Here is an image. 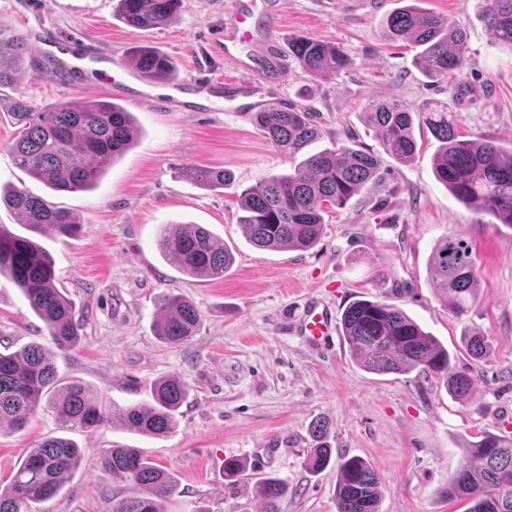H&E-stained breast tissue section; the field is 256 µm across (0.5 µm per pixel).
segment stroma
I'll return each instance as SVG.
<instances>
[{"instance_id":"1","label":"stroma","mask_w":512,"mask_h":512,"mask_svg":"<svg viewBox=\"0 0 512 512\" xmlns=\"http://www.w3.org/2000/svg\"><path fill=\"white\" fill-rule=\"evenodd\" d=\"M231 0H184L167 26L133 27L115 14V0H0V25L30 31L37 24L75 36L72 67L31 71L23 94L32 111L76 98L90 84V100L127 107L139 137L89 191L52 192L16 167L10 146L18 135L6 106L18 92L0 90V189L17 187L74 212L75 238L52 232L38 241L54 261L58 285L83 325L78 345L56 352L59 385L84 382L123 408L150 398L158 379L181 375L188 395L176 428L153 438L106 425L64 431L54 412L39 408L20 431H0V484H7L26 449L68 435L85 460L43 512H112L126 496L123 479L100 473L90 461L106 448H137L176 475L178 494L167 512H260L254 486L275 477L288 485L280 512H336L337 468L318 474L304 464L313 448L310 427L328 423L335 459H365L382 481L379 512H466L467 502L448 496L466 442L492 432L512 440V227L477 214L455 200L432 167L436 141L417 133L419 159L404 166L384 154L376 130L361 110L370 100L418 106L446 103L460 135L512 145V53L486 27L478 0H418L467 34L465 64L451 82L428 77L416 49L390 42L383 19L402 0H265L253 41L240 55L269 50L288 65L274 101L306 107L320 137L311 151L347 143L377 153L386 181L363 190L325 226L311 249L255 247L238 222L242 192L268 174L288 172L293 162L253 125L250 113L232 111L223 98L201 112L138 106L83 60L95 43L113 60L147 45L170 56L180 76L203 72L235 75L234 60L220 55L214 36L231 21ZM308 36L340 46L353 60L348 70L310 80L289 56L288 43ZM221 168L230 174L211 189L189 180L188 168ZM167 224H201L233 252L223 278L200 280L167 263L157 240ZM470 240L478 257L479 291L468 313L444 307L430 261L450 234ZM180 294L202 314L186 343L171 347L155 334L159 304ZM359 299L397 306L435 336L468 371L473 397L460 404L442 379L423 374L376 375L350 356L341 330L317 345L300 332L310 303L340 320ZM484 336L489 351L473 361L463 347L466 332ZM54 344L43 321L18 288L0 280V352ZM245 465L237 481L225 479L224 460Z\"/></svg>"}]
</instances>
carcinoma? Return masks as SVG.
Listing matches in <instances>:
<instances>
[{"mask_svg":"<svg viewBox=\"0 0 512 512\" xmlns=\"http://www.w3.org/2000/svg\"><path fill=\"white\" fill-rule=\"evenodd\" d=\"M482 18L497 43L512 52V0H480ZM183 0H117L122 20L140 28H160L175 18ZM386 37L418 49L425 71L448 78L462 69L467 36L444 16L418 6L400 8L384 18ZM289 52L312 79L337 75L352 65L339 46L297 36ZM33 56L27 34L0 29V89L23 84ZM130 61L152 80H171L177 66L155 48L131 50ZM11 115L19 126L11 145L15 164L56 192L89 190L97 185L106 165L122 157L139 136L132 113L109 101L71 99L41 112L30 110L23 97L13 100ZM262 136L290 155H297L319 132L304 108H270L251 113ZM364 122L382 131L381 147L397 163L418 158L414 126L425 125L437 146L433 155L436 179L451 195L477 214H488L512 226V146L505 149L487 137L461 139L448 106L438 102L413 107L400 101H370ZM379 160L371 152L342 144L302 157L293 171L269 174L243 191L238 223L251 243L260 248L307 250L321 238L328 208L344 209L364 189L378 185ZM188 176L222 186V169L191 168ZM0 201L15 211L33 234L45 228L66 238L79 228L76 216L42 196L12 188ZM157 246L177 269L198 278L219 279L229 268L231 254L200 224H167ZM431 273L448 310L463 315L478 292L477 255L470 240L459 234L443 238L431 258ZM12 282L29 307L46 325L59 351L73 349L83 326L64 289L57 286L51 255L36 241L0 224V279ZM201 313L182 296H168L160 305L156 336L179 346L196 333ZM342 335L354 360L375 374L413 371L441 378L457 400L472 398L468 372L450 365L448 349L402 309L380 300H357L341 316ZM151 400L116 412L102 393L79 381L55 385L54 356L33 343L0 353V429L22 430L42 403L54 411L66 429L94 430L111 420L130 431L165 437L177 425L187 385L178 374L156 381ZM327 425L313 428L317 440L305 458L312 474L331 465L332 450L324 442ZM83 459L69 438L56 436L23 453L6 487L0 489V512H31L33 505L57 497L65 478ZM94 466L121 476L131 494L112 503V512H163L161 505L178 489L174 474L160 468L136 448H107ZM336 512H379L381 481L360 457H343L337 464ZM255 492L265 512H279L287 485L273 477L256 482ZM448 496L471 503L468 512H512V442L486 432L463 448V463L450 477Z\"/></svg>","mask_w":512,"mask_h":512,"instance_id":"obj_1","label":"carcinoma"}]
</instances>
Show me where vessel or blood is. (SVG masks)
Segmentation results:
<instances>
[{"label":"vessel or blood","instance_id":"b4317fda","mask_svg":"<svg viewBox=\"0 0 512 512\" xmlns=\"http://www.w3.org/2000/svg\"><path fill=\"white\" fill-rule=\"evenodd\" d=\"M255 10V0H233V24L224 32L219 33L215 40V46L221 54L231 57L236 55L239 45L251 33ZM34 41L40 54L53 60L58 68L69 67L70 60L66 52L71 42L70 36L61 34L52 28H44L35 34ZM120 69L124 75L122 86L128 96L141 104H153L154 97L150 92L152 86L150 79L139 73L130 64H121ZM240 69L241 76L228 78L221 82L209 76L189 75L166 83V97L172 102L181 104L184 111L197 112L201 109L200 98L221 89L230 100L236 101L237 111L255 112L264 108L265 100L258 97L262 85L256 80L259 73L257 62L251 58L243 60L240 63ZM189 92L197 95L196 103L185 102L184 96ZM301 331L313 343H325L334 331L330 312L316 306L309 307Z\"/></svg>","mask_w":512,"mask_h":512}]
</instances>
